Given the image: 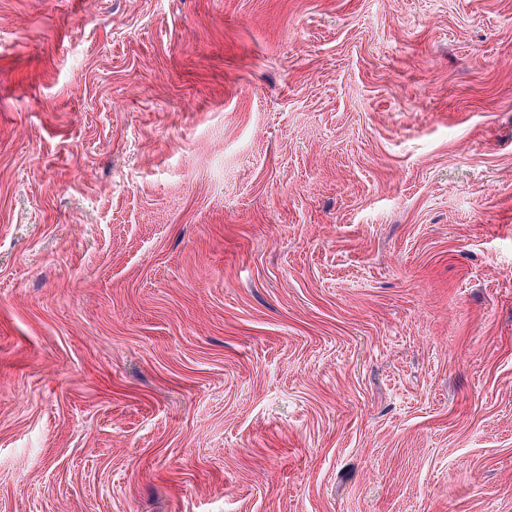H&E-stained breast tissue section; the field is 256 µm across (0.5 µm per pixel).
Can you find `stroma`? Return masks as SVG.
I'll return each instance as SVG.
<instances>
[{
  "label": "stroma",
  "mask_w": 512,
  "mask_h": 512,
  "mask_svg": "<svg viewBox=\"0 0 512 512\" xmlns=\"http://www.w3.org/2000/svg\"><path fill=\"white\" fill-rule=\"evenodd\" d=\"M0 512H512V0H0Z\"/></svg>",
  "instance_id": "35a3bbf8"
}]
</instances>
